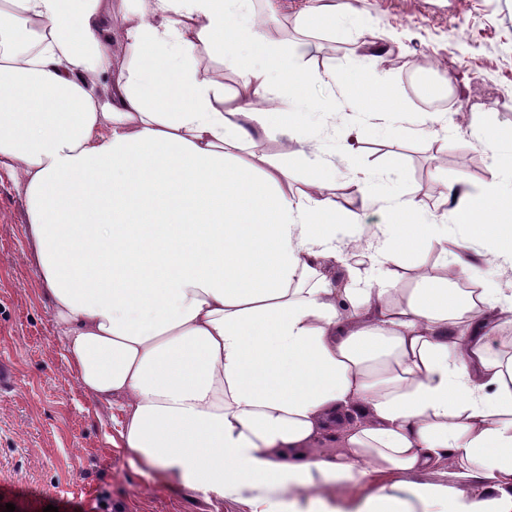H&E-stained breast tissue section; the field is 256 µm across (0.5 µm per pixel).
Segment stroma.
I'll use <instances>...</instances> for the list:
<instances>
[{"label":"stroma","instance_id":"stroma-1","mask_svg":"<svg viewBox=\"0 0 512 512\" xmlns=\"http://www.w3.org/2000/svg\"><path fill=\"white\" fill-rule=\"evenodd\" d=\"M312 0H279L271 34L283 44L307 45L303 66L370 71L362 52H386L387 66L374 71L382 84L378 105L397 103L408 131L386 139L382 119L350 107L338 87L313 85L303 111L316 141L347 143L336 156V200H352L354 171L381 174L395 189L421 202V216L434 211L445 183L465 178L481 185L497 173L490 153L473 135L451 144L441 136L421 137L415 128L429 111L415 76L429 74L448 89L445 119H470L512 134V0H355L357 21L339 29L296 25ZM336 102V118H320L325 100ZM361 133H353V125ZM266 153L300 189L309 173L301 144L276 130L263 142ZM23 201L11 179L0 174V359L10 362L14 383L0 393V512H95L99 494L121 502L124 512H252L245 501L215 502L175 482L147 478L133 469L118 440L117 410L94 402L62 358L47 304L26 261ZM398 480L395 472L368 469L358 481L331 489L330 504L342 512Z\"/></svg>","mask_w":512,"mask_h":512}]
</instances>
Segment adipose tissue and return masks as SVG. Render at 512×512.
<instances>
[{
    "mask_svg": "<svg viewBox=\"0 0 512 512\" xmlns=\"http://www.w3.org/2000/svg\"><path fill=\"white\" fill-rule=\"evenodd\" d=\"M251 4L0 0V169L64 361L121 413L131 467L206 498L279 512V491L317 500L372 466L400 479L356 512H512V289L488 274L512 266V168L446 185L453 240L394 224L418 201L366 172L338 206L336 150L299 120L317 76ZM275 129L309 146L307 190L264 152ZM376 200L388 223L362 227ZM411 249L441 271L400 288ZM443 463L455 486L416 482Z\"/></svg>",
    "mask_w": 512,
    "mask_h": 512,
    "instance_id": "adipose-tissue-1",
    "label": "adipose tissue"
}]
</instances>
